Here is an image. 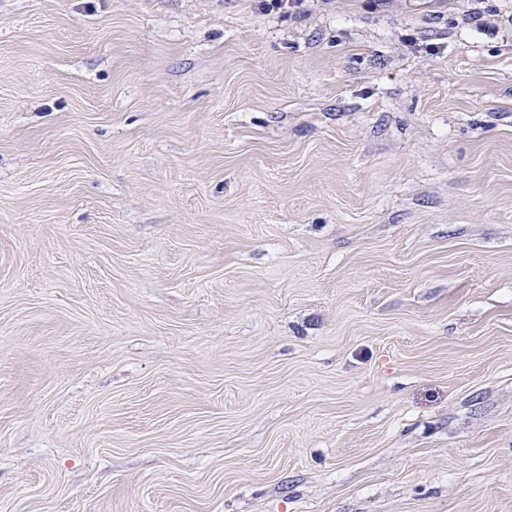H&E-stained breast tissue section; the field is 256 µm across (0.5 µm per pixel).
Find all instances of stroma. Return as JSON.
<instances>
[{"label":"stroma","instance_id":"obj_1","mask_svg":"<svg viewBox=\"0 0 512 512\" xmlns=\"http://www.w3.org/2000/svg\"><path fill=\"white\" fill-rule=\"evenodd\" d=\"M0 512H512V0H0Z\"/></svg>","mask_w":512,"mask_h":512}]
</instances>
